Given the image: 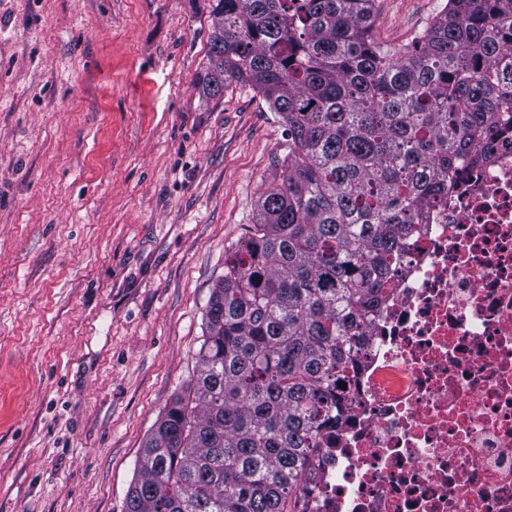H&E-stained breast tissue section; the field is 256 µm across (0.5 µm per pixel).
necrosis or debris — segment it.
<instances>
[{"mask_svg":"<svg viewBox=\"0 0 512 512\" xmlns=\"http://www.w3.org/2000/svg\"><path fill=\"white\" fill-rule=\"evenodd\" d=\"M393 275L300 512H512V132Z\"/></svg>","mask_w":512,"mask_h":512,"instance_id":"4bbe7bcc","label":"necrosis or debris"}]
</instances>
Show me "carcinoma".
<instances>
[{
    "mask_svg": "<svg viewBox=\"0 0 512 512\" xmlns=\"http://www.w3.org/2000/svg\"><path fill=\"white\" fill-rule=\"evenodd\" d=\"M373 2L214 0L197 87L250 86L288 153L224 257L196 376L123 512H296L394 263L475 142L506 132L512 0H447L401 48L373 38Z\"/></svg>",
    "mask_w": 512,
    "mask_h": 512,
    "instance_id": "1",
    "label": "carcinoma"
}]
</instances>
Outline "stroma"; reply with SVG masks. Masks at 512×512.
<instances>
[{
    "label": "stroma",
    "mask_w": 512,
    "mask_h": 512,
    "mask_svg": "<svg viewBox=\"0 0 512 512\" xmlns=\"http://www.w3.org/2000/svg\"><path fill=\"white\" fill-rule=\"evenodd\" d=\"M447 0H374L410 45ZM210 0H0V512H123L285 128L205 100Z\"/></svg>",
    "instance_id": "stroma-1"
}]
</instances>
